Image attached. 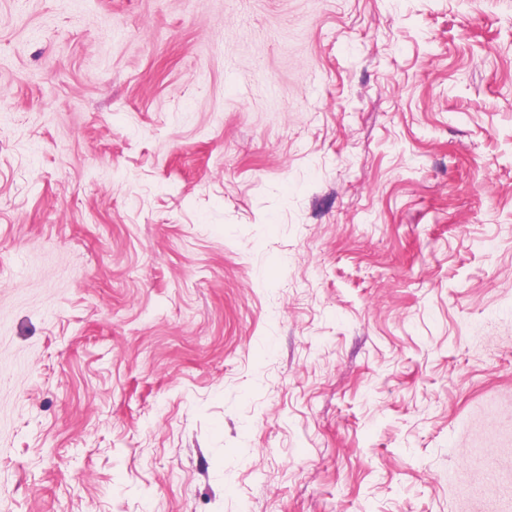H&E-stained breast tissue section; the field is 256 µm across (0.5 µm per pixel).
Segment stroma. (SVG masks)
<instances>
[{
  "mask_svg": "<svg viewBox=\"0 0 512 512\" xmlns=\"http://www.w3.org/2000/svg\"><path fill=\"white\" fill-rule=\"evenodd\" d=\"M0 512H512V0H0Z\"/></svg>",
  "mask_w": 512,
  "mask_h": 512,
  "instance_id": "35a3bbf8",
  "label": "stroma"
}]
</instances>
